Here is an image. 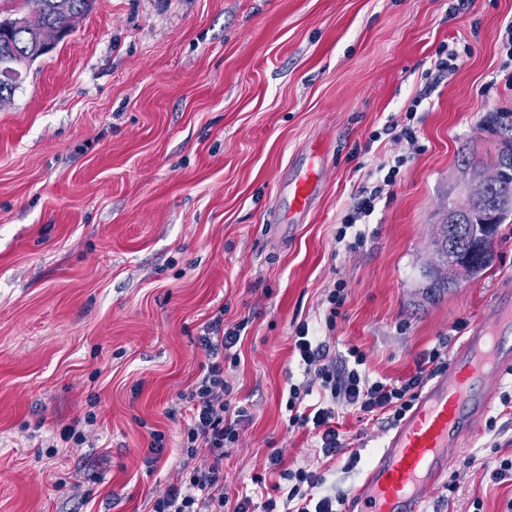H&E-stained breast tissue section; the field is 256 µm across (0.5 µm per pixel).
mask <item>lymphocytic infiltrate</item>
<instances>
[{
	"instance_id": "lymphocytic-infiltrate-1",
	"label": "lymphocytic infiltrate",
	"mask_w": 512,
	"mask_h": 512,
	"mask_svg": "<svg viewBox=\"0 0 512 512\" xmlns=\"http://www.w3.org/2000/svg\"><path fill=\"white\" fill-rule=\"evenodd\" d=\"M406 161V155L399 154L376 165L373 186L359 192L336 230L337 245L347 251L364 245L363 225L377 203L390 195ZM243 329L240 323L223 328L218 317L206 326L201 342L208 361L184 397L188 415L181 446L186 450V476L157 496L150 512H251L252 504L256 503L245 496L233 504L223 493L224 450L237 443L239 425L246 416L245 409L231 406L232 388L224 378V366L237 364L236 346ZM293 353L306 379L288 389V425L311 431L326 459L346 445L339 425L342 411L354 409L397 426L413 408L424 380L448 362V353L440 344L422 354L409 378L393 382L374 380L364 369L367 359L363 351L351 347L352 364L337 363L327 343L310 336L305 321L295 328ZM269 465L277 472L279 481L272 492L263 494L256 503L261 512H343L344 496L326 490L325 478L317 469L288 468L277 453L271 455Z\"/></svg>"
}]
</instances>
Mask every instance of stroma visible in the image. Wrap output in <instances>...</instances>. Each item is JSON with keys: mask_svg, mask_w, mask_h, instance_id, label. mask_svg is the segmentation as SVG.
<instances>
[{"mask_svg": "<svg viewBox=\"0 0 512 512\" xmlns=\"http://www.w3.org/2000/svg\"><path fill=\"white\" fill-rule=\"evenodd\" d=\"M92 0L67 36L22 66L0 103V512H148L179 482L185 405L207 323H244L240 361L225 368L233 405L250 419L224 451L230 500L267 474L271 453L318 466L350 494L389 434L345 414L360 455L320 459L317 440L289 430L299 322L330 350L367 355L375 380H401L421 353L457 348L501 280L512 275V214L493 260L432 300L420 270L449 206L477 172H493L512 124L498 78L499 31L512 0ZM458 53L427 83L441 45ZM427 91L419 149L370 217L365 246L336 230L367 172L401 148L373 132ZM330 140L322 196L295 229L277 220L284 182L307 142ZM346 284L343 316L326 329L327 295ZM494 385L500 435L478 427L437 482L425 512H506L512 413ZM82 445L61 433L77 419ZM164 433L150 452L152 431ZM67 486L56 488L58 478Z\"/></svg>", "mask_w": 512, "mask_h": 512, "instance_id": "obj_1", "label": "stroma"}]
</instances>
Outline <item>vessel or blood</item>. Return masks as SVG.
Instances as JSON below:
<instances>
[{
    "label": "vessel or blood",
    "instance_id": "vessel-or-blood-1",
    "mask_svg": "<svg viewBox=\"0 0 512 512\" xmlns=\"http://www.w3.org/2000/svg\"><path fill=\"white\" fill-rule=\"evenodd\" d=\"M325 139L309 142L311 165L290 184L283 224L311 210L324 184L315 161L329 150ZM512 374V279L501 281L469 336L422 391L413 409L388 435L344 512H424L427 495L457 458L493 401V385Z\"/></svg>",
    "mask_w": 512,
    "mask_h": 512
}]
</instances>
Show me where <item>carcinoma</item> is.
Here are the masks:
<instances>
[{
	"mask_svg": "<svg viewBox=\"0 0 512 512\" xmlns=\"http://www.w3.org/2000/svg\"><path fill=\"white\" fill-rule=\"evenodd\" d=\"M35 4V9L21 24L16 19L0 21V70H17L45 54L47 48L38 39L40 29L50 25L62 26L67 24L68 18L85 14L91 0H35ZM496 167L500 178L482 206L454 212L450 217L454 224L451 233L448 225L439 226L433 239L438 263L421 273L427 296L434 297L455 286V281L439 272L441 263L448 262V256L467 260L471 277L482 275L491 264L492 257L476 250L475 244L482 233L479 224L487 213L496 214V223L500 224L512 211V145L501 150Z\"/></svg>",
	"mask_w": 512,
	"mask_h": 512,
	"instance_id": "1",
	"label": "carcinoma"
}]
</instances>
